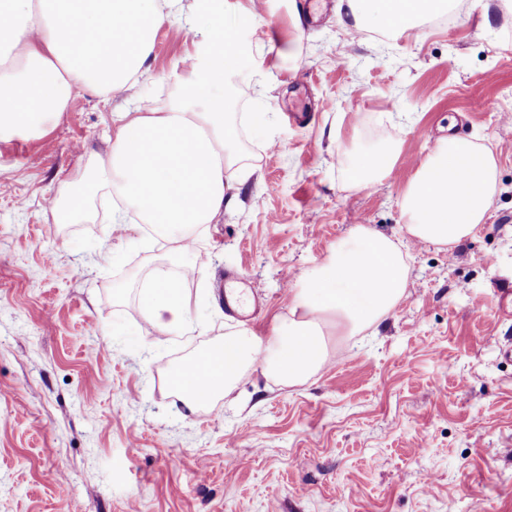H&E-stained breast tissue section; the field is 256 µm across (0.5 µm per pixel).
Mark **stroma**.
Here are the masks:
<instances>
[{"mask_svg": "<svg viewBox=\"0 0 512 512\" xmlns=\"http://www.w3.org/2000/svg\"><path fill=\"white\" fill-rule=\"evenodd\" d=\"M215 2L160 26L123 97L74 91L46 134L0 144V512H512V12L449 0L446 20L352 39L318 0L308 24L295 0ZM221 28L236 36L224 86L249 176L201 256L167 263L163 236L117 235L105 212L55 223L49 198L108 151L113 110L185 96L184 58ZM451 135L493 149L491 210L454 247L408 242L403 191ZM391 144L392 172L358 185L354 160ZM358 224L402 240L409 266L378 331L332 336L330 367L302 385L253 369L187 411L170 369L229 330L274 336L286 280ZM161 265L190 315L158 340L140 291ZM227 288L262 303L257 320L215 303Z\"/></svg>", "mask_w": 512, "mask_h": 512, "instance_id": "1", "label": "stroma"}]
</instances>
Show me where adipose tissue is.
Returning <instances> with one entry per match:
<instances>
[{"mask_svg": "<svg viewBox=\"0 0 512 512\" xmlns=\"http://www.w3.org/2000/svg\"><path fill=\"white\" fill-rule=\"evenodd\" d=\"M183 0H0V144L43 134L68 110L81 87L109 99L138 77L154 33ZM346 32L374 26L398 36L447 0H345ZM232 37L213 38L199 70L185 82L203 107L177 100L153 107L140 100L112 115V144L96 168L79 172L51 204L55 223L68 224L99 199L113 223L136 208L144 223L170 238L172 257L185 254L200 230L224 210V189L243 179L231 113L211 90L235 64ZM497 191V162L486 145L451 136L415 170L403 193L411 239L451 247L485 223ZM408 267L400 242L360 224L321 264L302 274L292 306L271 340L250 331L174 369L175 395L188 410L229 394L243 373L261 368L284 386L303 384L324 369V326L360 336L384 322L405 296ZM141 301L159 336L179 334L190 303L168 271L157 270Z\"/></svg>", "mask_w": 512, "mask_h": 512, "instance_id": "obj_1", "label": "adipose tissue"}]
</instances>
